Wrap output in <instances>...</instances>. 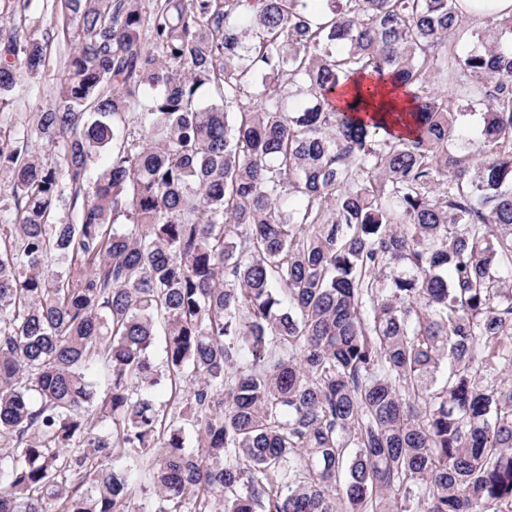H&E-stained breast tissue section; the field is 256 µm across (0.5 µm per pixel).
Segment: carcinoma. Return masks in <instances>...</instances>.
<instances>
[{
    "label": "carcinoma",
    "instance_id": "obj_1",
    "mask_svg": "<svg viewBox=\"0 0 512 512\" xmlns=\"http://www.w3.org/2000/svg\"><path fill=\"white\" fill-rule=\"evenodd\" d=\"M51 2L56 99L0 129V512H512V15ZM47 51L0 28V102Z\"/></svg>",
    "mask_w": 512,
    "mask_h": 512
}]
</instances>
